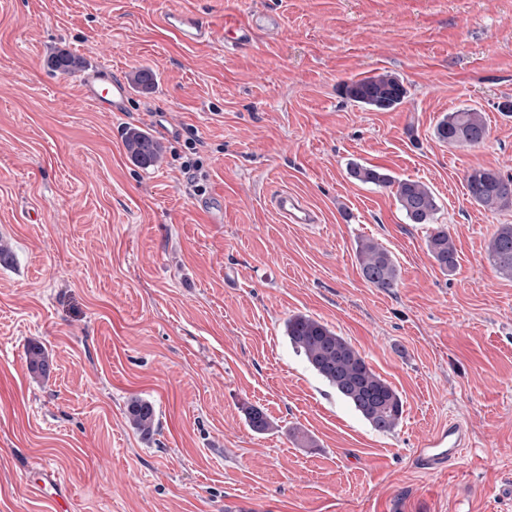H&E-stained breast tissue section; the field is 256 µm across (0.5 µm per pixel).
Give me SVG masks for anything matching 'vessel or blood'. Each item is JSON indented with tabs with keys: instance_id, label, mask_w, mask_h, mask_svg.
<instances>
[{
	"instance_id": "1",
	"label": "vessel or blood",
	"mask_w": 512,
	"mask_h": 512,
	"mask_svg": "<svg viewBox=\"0 0 512 512\" xmlns=\"http://www.w3.org/2000/svg\"><path fill=\"white\" fill-rule=\"evenodd\" d=\"M162 26L174 33L185 45L195 46L214 41L217 35H224L233 43L241 44L248 40L251 31L275 24L273 15L266 13L251 14L247 23L240 27L225 28L216 33L207 19L189 8L167 7L160 16ZM80 97L85 103L103 112L128 111L131 100V88L121 77L112 73L111 67L98 63L88 66L72 75ZM271 208L285 224L319 223L320 216L301 194L281 191L271 199ZM466 445V431L462 423L449 421L434 435L425 438L418 449L414 463L417 469L429 472L447 471L451 462ZM26 483L39 497L54 503L55 512H66L67 503L61 485L49 468H34L28 471Z\"/></svg>"
}]
</instances>
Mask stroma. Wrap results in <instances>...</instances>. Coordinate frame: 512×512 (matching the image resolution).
<instances>
[{"label":"stroma","mask_w":512,"mask_h":512,"mask_svg":"<svg viewBox=\"0 0 512 512\" xmlns=\"http://www.w3.org/2000/svg\"><path fill=\"white\" fill-rule=\"evenodd\" d=\"M165 0H0V512H54L26 472L42 464L69 512H512V280L487 245L512 210L472 202L474 167L512 174V0H174L216 31L279 16L246 47H189L159 23ZM68 50L118 76L158 78L105 115L48 66ZM396 74L391 112L360 108L350 81ZM485 115L488 137L450 145L438 121ZM173 114L159 167L133 165L127 128ZM198 140L213 223L186 192ZM428 185L458 265L442 272L427 224L351 164ZM321 224L279 223L278 189ZM391 254L396 288L363 278L359 240ZM296 314L347 339L403 400L374 431L285 337ZM50 356L32 373L29 345ZM152 401L136 432L127 404ZM271 428L254 433L245 410ZM469 442L448 472L413 458L448 420ZM128 419L132 426L144 436L152 435L156 428L154 405L143 398L135 397L128 404Z\"/></svg>","instance_id":"35a3bbf8"}]
</instances>
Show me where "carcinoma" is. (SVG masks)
Here are the masks:
<instances>
[{
    "mask_svg": "<svg viewBox=\"0 0 512 512\" xmlns=\"http://www.w3.org/2000/svg\"><path fill=\"white\" fill-rule=\"evenodd\" d=\"M50 66L61 74H68L80 67V62L67 53H57L52 55ZM345 94L364 108L389 111L404 102L407 90L398 77L380 73L345 85ZM487 134L484 115L475 108L450 112L435 128L439 141L456 145H480ZM125 148L131 160L144 168L162 153V146L154 143L148 132L135 128L126 133ZM349 175L362 183L395 189L397 202L409 223L434 222L438 210L436 197L421 181L410 178L396 180L379 168L358 163L350 166ZM466 188L470 199L485 210L496 212L512 208V176H504L491 169L473 168L466 175ZM427 249L441 271L455 270L457 250L447 228L436 226L432 229ZM357 251L363 277L368 283L383 290L396 287L398 271L387 249L367 238L358 242ZM487 253L497 273L512 280V224L499 225L489 240ZM285 333L292 348L303 356L315 374L374 430L389 432L397 426L403 412L399 393L370 367L348 340L306 315L288 318ZM26 358L31 370L42 374L48 372L49 360L43 347H29ZM246 417L255 432L269 428L268 418L257 409H247ZM128 419L144 436L155 431V408L146 399L135 397L130 400Z\"/></svg>",
    "mask_w": 512,
    "mask_h": 512,
    "instance_id": "carcinoma-1",
    "label": "carcinoma"
}]
</instances>
